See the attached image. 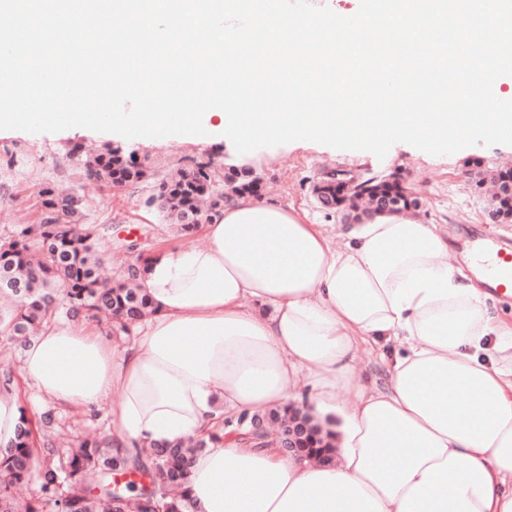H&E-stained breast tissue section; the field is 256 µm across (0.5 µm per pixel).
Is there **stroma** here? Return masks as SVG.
<instances>
[{
    "instance_id": "obj_1",
    "label": "stroma",
    "mask_w": 512,
    "mask_h": 512,
    "mask_svg": "<svg viewBox=\"0 0 512 512\" xmlns=\"http://www.w3.org/2000/svg\"><path fill=\"white\" fill-rule=\"evenodd\" d=\"M125 155L150 171L142 183L113 186L86 176L84 164L106 147ZM512 160V145H475L451 155H432L406 143L394 144L385 158L368 151L339 150L311 141L257 149L254 155L238 153L230 140L220 135L201 139L190 135L181 140L128 139L116 133L76 127L56 133L0 130V242L13 239L19 228L40 223L43 189L58 196H73L81 202V221L93 234L107 274L119 276L137 256H151L167 248L202 246L201 232H180L168 223L153 201L162 181L200 162L212 163L221 176L230 169L248 171L257 177L260 199L306 214L311 224H339L317 202L313 186L324 170L339 168L358 174L394 175L421 202L417 218L447 232L454 253L464 241L498 237L512 243V223L494 222L491 199L486 192L488 173ZM135 249H128V242ZM53 324L76 332L92 331L115 356H122L141 336L139 327L129 333L115 325L75 318L67 301L57 303ZM24 350L0 342V363L15 369L16 392L30 419L53 412L58 430L71 438L88 433L109 436L115 397L103 399L94 410L79 407L49 408L36 388L18 370Z\"/></svg>"
}]
</instances>
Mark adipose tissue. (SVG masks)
Instances as JSON below:
<instances>
[{"instance_id":"1","label":"adipose tissue","mask_w":512,"mask_h":512,"mask_svg":"<svg viewBox=\"0 0 512 512\" xmlns=\"http://www.w3.org/2000/svg\"><path fill=\"white\" fill-rule=\"evenodd\" d=\"M203 236L150 256L141 285L155 312L121 361L96 336L47 326L24 351L25 379L58 406L120 391L124 448L286 407L303 377L312 410H340L329 466L235 436L192 455L196 512H512V326L449 262L447 234L396 213L328 229L237 197ZM383 340L403 352L378 386L355 360ZM340 387L354 397L344 409Z\"/></svg>"}]
</instances>
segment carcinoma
<instances>
[{
	"label": "carcinoma",
	"mask_w": 512,
	"mask_h": 512,
	"mask_svg": "<svg viewBox=\"0 0 512 512\" xmlns=\"http://www.w3.org/2000/svg\"><path fill=\"white\" fill-rule=\"evenodd\" d=\"M88 177L104 179L110 184L140 181L147 177L143 169L129 168L108 150L85 163ZM215 171L209 164H198L186 170L180 179L161 183L159 198L167 217L185 232L211 219L224 205V195L213 194L211 186ZM499 192L493 199V211L501 216L512 215V171H499L494 176ZM236 196L259 192L254 180L228 179ZM367 197L385 198L391 211L403 212L417 208L419 202L402 194V188L378 176H365ZM45 213L41 222L26 226L16 238L0 243V297L16 304L6 320H0V335L10 341L26 342L42 327L55 308L57 292L69 302L73 316L97 318L107 314L126 332L130 326L154 313L149 297L140 287L145 263L127 268L121 280L114 283L100 277V257L92 234L75 227L80 214L79 202L60 199L50 190L44 191ZM336 207L345 211V218L356 221L360 208L352 195L333 188L323 194ZM36 235L43 254L32 257L28 237ZM308 418L303 406H287L244 414L229 434L241 435L252 430L258 421L266 426L288 430V421ZM54 424L47 412L37 422L23 421L17 438L9 448L0 450V512H193L187 495L188 462L191 455L221 440L215 434L209 441L197 440L193 446L183 443H160L133 452L109 441L86 438L72 449L66 461L56 459L53 442L34 437L33 429L44 433ZM309 436L304 447L318 453L335 454L331 434L322 431L314 420L309 421ZM37 473L41 501L20 509L13 489Z\"/></svg>",
	"instance_id": "cac0c4a2"
}]
</instances>
